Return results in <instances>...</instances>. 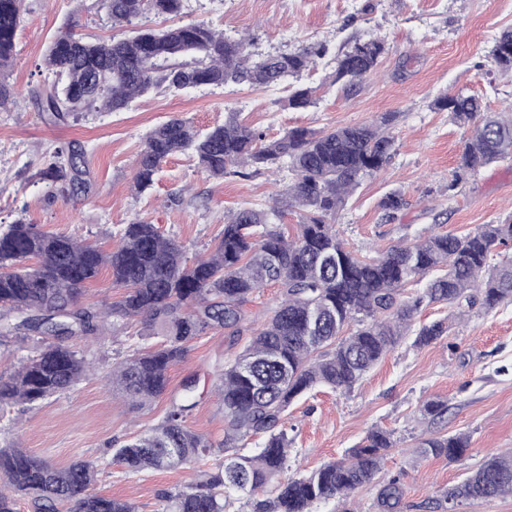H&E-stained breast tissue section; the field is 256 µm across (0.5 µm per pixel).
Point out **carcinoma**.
Masks as SVG:
<instances>
[{"label": "carcinoma", "instance_id": "carcinoma-1", "mask_svg": "<svg viewBox=\"0 0 512 512\" xmlns=\"http://www.w3.org/2000/svg\"><path fill=\"white\" fill-rule=\"evenodd\" d=\"M113 26L123 27L153 13L177 15L185 0H102ZM25 0H0V108L14 92L4 74L12 67ZM249 41L233 40L206 22L161 29L145 28L125 37L91 40L75 25L60 28L45 54L53 83L30 89L45 119L67 124L85 112H118L152 92L179 94L187 87L222 88L247 82L270 87L300 78L327 53L323 43L253 58ZM386 47L379 38L356 41L336 55L334 82L351 90L380 66ZM491 55L501 72L512 71V27L497 37ZM318 87H293L288 106L305 110L317 101ZM438 112L472 127L448 190L479 169L512 157V113L490 112L480 97L443 94ZM385 114L371 124L317 132L287 130L267 141L263 133L231 115L206 132L173 117L152 129L138 155L132 188L152 186L163 164L190 154L211 178L258 174L288 164L293 180L284 191L287 206L300 211L291 234L276 223L280 207H242L224 219L207 257L187 263L183 245L148 221L125 225L119 246L105 252L72 235L41 229L18 218L0 230V344L41 339L35 354L22 358L10 377L0 379V409H30L71 390L91 373L90 363L72 341L103 334L104 322L146 324L165 340L135 349L112 363L107 376L115 398L144 405L170 396L161 422L112 448V462L129 472L195 465L213 456V470L196 482L164 491L157 512H229L230 494L245 499L246 512H312L315 502H351L382 469L391 434L373 429L338 460L302 476H291L286 412L300 395L317 387L349 392L406 335L425 305L480 300L493 309L512 302V263L490 266L495 247L512 242V218L486 224L464 236L436 233L390 247L375 257L345 246L328 217L336 214L363 178L391 157L394 137ZM50 198L87 193L91 174L80 143L56 146L37 173ZM408 206L393 190L380 201L388 220ZM107 270L119 299L95 309L82 304L88 285ZM432 275L425 288L408 286ZM275 284L280 302L252 331L243 350L218 370L214 393L224 410V442L187 427L197 404L196 381L169 393V371L180 363L187 343L208 330L222 329L230 341L248 330L244 305L257 290ZM446 332L438 321L421 326L414 345L427 346ZM264 435L254 455L235 443ZM469 446L463 435L428 437L419 452L456 460ZM95 460L78 459L57 467L23 448H0V512H19V500L33 512H138L125 499L94 492ZM512 494V455H493L444 494L464 505ZM404 487L398 478L378 482L377 512H399Z\"/></svg>", "mask_w": 512, "mask_h": 512}]
</instances>
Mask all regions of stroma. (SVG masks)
I'll return each mask as SVG.
<instances>
[{
  "label": "stroma",
  "mask_w": 512,
  "mask_h": 512,
  "mask_svg": "<svg viewBox=\"0 0 512 512\" xmlns=\"http://www.w3.org/2000/svg\"><path fill=\"white\" fill-rule=\"evenodd\" d=\"M81 33L107 40L114 33L100 0H26L7 81L13 102L0 112V219L25 218L44 230L65 233L110 250L121 230L135 219L157 224L185 247L187 261L207 255L224 217L240 207L265 209L292 178L288 168L221 179L207 177L196 161L177 155L164 164L155 184L143 193L131 189L144 137L179 115L200 129L224 123L230 113L267 139L293 127L333 130L393 117L395 150L389 162L365 179L331 222L350 248L363 255L430 232L464 235L512 215V158L481 169L456 190L448 182L470 135L445 112L432 109L440 94L479 95L493 112L512 108V76L499 73L489 55L499 32L512 26V0H185L176 17L147 15L152 28L206 21L232 39L247 38L254 55L286 52L314 41L337 54L356 40L378 37L387 52L376 75L350 91L332 81L333 67L319 61L301 81L318 87L316 105L304 111L288 106L289 86L201 87L179 95L153 93L120 112H88L64 126L46 124L29 91L52 82L39 72L48 42L68 22ZM79 141L91 172L87 196L50 199L33 175L59 143ZM402 190L408 207L388 222L379 208L389 192ZM443 320L446 337L414 346L404 337L348 393L319 389L288 409L290 460L309 472L356 447L375 427L395 442L383 476L400 477L405 495L401 512H442L444 492L479 468L489 456L512 452V303L481 305L458 313L442 303L423 307L415 325ZM160 334L128 326L95 339L79 340L75 350L99 373L65 394L0 419V446L16 445L55 465L78 458L97 460L96 492L129 499L138 512H155L161 490L197 479L195 466L167 471L127 472L113 464V440L136 436L163 419L167 399L133 406L113 398L103 379L117 354L158 345ZM243 348L223 330L208 331L188 346L169 372L171 387L186 378L201 394L187 415L193 430L213 442L224 440V414L213 389L215 366ZM448 401L440 419L424 417L422 404ZM464 434L469 446L455 462L419 455L421 439Z\"/></svg>",
  "instance_id": "stroma-1"
}]
</instances>
